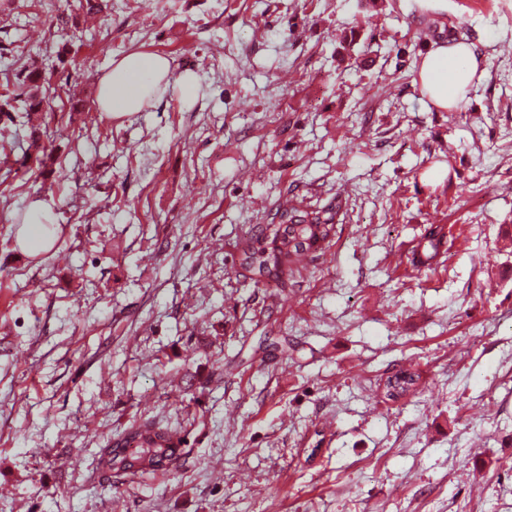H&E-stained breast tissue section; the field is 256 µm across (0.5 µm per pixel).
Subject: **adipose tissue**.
<instances>
[{
  "mask_svg": "<svg viewBox=\"0 0 512 512\" xmlns=\"http://www.w3.org/2000/svg\"><path fill=\"white\" fill-rule=\"evenodd\" d=\"M479 68L473 44H439L422 58L419 82L423 93L437 109L451 107L470 84ZM170 66L166 57L132 52L113 62L102 76L98 104L108 115L124 117L142 111L157 87L167 83Z\"/></svg>",
  "mask_w": 512,
  "mask_h": 512,
  "instance_id": "1",
  "label": "adipose tissue"
}]
</instances>
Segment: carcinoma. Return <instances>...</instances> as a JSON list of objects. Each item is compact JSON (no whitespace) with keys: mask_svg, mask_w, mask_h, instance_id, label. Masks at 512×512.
<instances>
[{"mask_svg":"<svg viewBox=\"0 0 512 512\" xmlns=\"http://www.w3.org/2000/svg\"><path fill=\"white\" fill-rule=\"evenodd\" d=\"M55 88L42 71L33 64L0 73V121L12 120L15 104H21L27 116L36 117L28 126L27 148L21 166L27 172H37L42 182L58 180L62 173L47 165L53 151L55 130L42 120V112ZM279 224L263 234L250 238L243 250L241 264L256 275L255 283L278 279L288 266L299 261L310 250L328 241L332 235L336 213L331 206L302 210L286 205L278 212ZM422 251L414 255V262L430 268L447 243L443 227L431 225L424 236ZM419 376L412 371L403 376L387 377L385 396L399 399L416 390ZM183 438L166 427L156 425L132 426L112 440L106 448L105 467L129 475H144L169 469L179 458Z\"/></svg>","mask_w":512,"mask_h":512,"instance_id":"carcinoma-1","label":"carcinoma"}]
</instances>
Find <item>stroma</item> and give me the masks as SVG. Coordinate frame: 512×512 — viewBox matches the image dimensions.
Returning a JSON list of instances; mask_svg holds the SVG:
<instances>
[{
    "label": "stroma",
    "instance_id": "1",
    "mask_svg": "<svg viewBox=\"0 0 512 512\" xmlns=\"http://www.w3.org/2000/svg\"><path fill=\"white\" fill-rule=\"evenodd\" d=\"M16 3L0 68L57 86L64 178L0 185V512H512V0H107L71 30ZM462 24L485 74L443 111L420 60ZM136 51L170 81L107 116ZM287 202L335 204L332 236L255 284ZM148 423L185 439L170 470L102 465ZM170 66L166 57L132 52L112 62L99 82L98 105L110 116L124 117L143 110L161 84H167ZM424 239L422 251H417L413 260L421 267L431 268L433 261L441 254L443 246L447 243L443 227L440 224L431 225ZM401 373L403 377L395 375L393 378L392 376H388L384 382L385 396L390 400L399 399L416 390L419 381L418 374L409 370L401 371ZM393 380L395 385H393ZM397 388H399V391L395 393L394 390H397Z\"/></svg>",
    "mask_w": 512,
    "mask_h": 512
}]
</instances>
